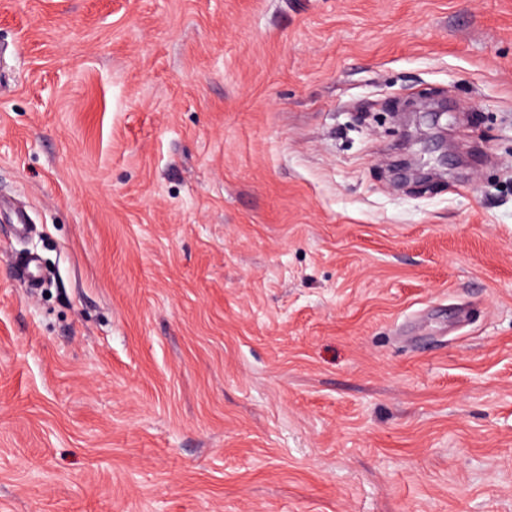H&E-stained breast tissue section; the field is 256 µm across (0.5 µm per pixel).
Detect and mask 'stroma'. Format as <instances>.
<instances>
[{
    "mask_svg": "<svg viewBox=\"0 0 512 512\" xmlns=\"http://www.w3.org/2000/svg\"><path fill=\"white\" fill-rule=\"evenodd\" d=\"M13 205L0 512H512V0H0Z\"/></svg>",
    "mask_w": 512,
    "mask_h": 512,
    "instance_id": "obj_1",
    "label": "stroma"
}]
</instances>
